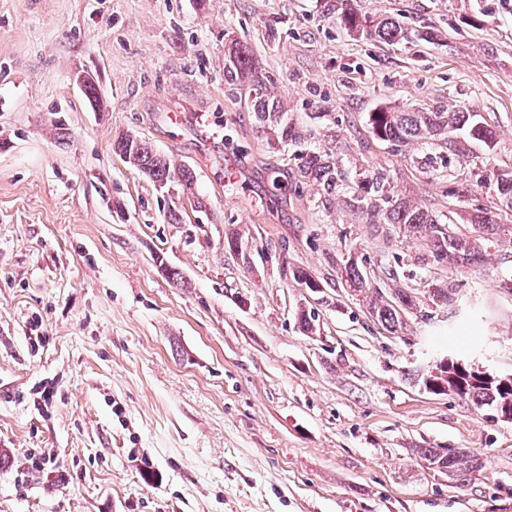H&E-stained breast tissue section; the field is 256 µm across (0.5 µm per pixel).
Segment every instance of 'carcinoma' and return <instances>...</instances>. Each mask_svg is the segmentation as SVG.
<instances>
[{
  "label": "carcinoma",
  "mask_w": 512,
  "mask_h": 512,
  "mask_svg": "<svg viewBox=\"0 0 512 512\" xmlns=\"http://www.w3.org/2000/svg\"><path fill=\"white\" fill-rule=\"evenodd\" d=\"M340 22L349 33L365 30L362 16L351 9L342 13ZM371 34L382 40L393 41L402 37L403 31L394 20L384 18L374 25ZM243 79L250 83L253 116L260 132L274 142L295 140L296 133L288 124L279 101L268 94V77L258 70L248 50L238 48L230 56L229 62L224 64V83L237 85ZM371 125L379 139L397 148L430 139L449 128H465L473 139L486 144L492 140V131L473 122L472 113L462 110L395 112L381 109L371 114ZM113 149L132 168L154 183L164 186L177 183L188 189L195 183L196 175L190 167L169 155L154 151L135 136L115 140ZM299 173L301 178L327 194L333 193L341 181L336 160L317 151L305 154ZM354 201L366 223L378 225L387 239L391 236V229L397 228L411 238L424 240L440 261L471 265L481 257V239L461 238L450 232L448 225L441 223L429 210L391 195L386 175L382 172H374L359 182L354 191ZM341 279L349 290L363 296L372 320L389 331L401 324V312L413 306V297L404 290L400 289L389 297L373 286L367 273L356 262L347 263L341 268ZM448 393L471 402L478 409L487 408L493 412V416L501 418L505 416L506 409H512V376L482 379L474 374L473 369L466 367L461 370L451 361L448 363ZM417 454L431 464L448 469L459 482L468 480V476L479 469L477 459L461 449L441 452L435 448H419Z\"/></svg>",
  "instance_id": "obj_1"
}]
</instances>
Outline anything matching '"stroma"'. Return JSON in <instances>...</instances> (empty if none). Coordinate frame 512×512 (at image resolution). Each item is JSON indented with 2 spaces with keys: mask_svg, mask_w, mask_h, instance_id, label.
<instances>
[{
  "mask_svg": "<svg viewBox=\"0 0 512 512\" xmlns=\"http://www.w3.org/2000/svg\"><path fill=\"white\" fill-rule=\"evenodd\" d=\"M348 3L404 38L348 35ZM239 45L295 142L267 144L248 86L225 85ZM381 109L474 111L493 142L397 151ZM124 134L192 167L193 192L157 190L114 152ZM310 149L347 187L300 177ZM377 170L460 236L492 216L482 261L399 232L380 249L351 205ZM511 170L512 0H0V512H512V421L414 382L446 356L512 374ZM229 228L265 260L225 250ZM350 257L395 266L383 291L415 300L397 332L344 287ZM420 448L482 467L462 487Z\"/></svg>",
  "mask_w": 512,
  "mask_h": 512,
  "instance_id": "35a3bbf8",
  "label": "stroma"
}]
</instances>
